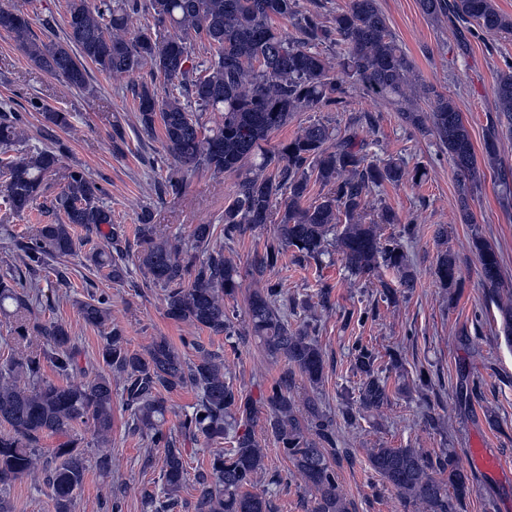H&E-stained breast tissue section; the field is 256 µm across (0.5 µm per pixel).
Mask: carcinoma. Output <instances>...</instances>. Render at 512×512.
I'll use <instances>...</instances> for the list:
<instances>
[{
	"label": "carcinoma",
	"mask_w": 512,
	"mask_h": 512,
	"mask_svg": "<svg viewBox=\"0 0 512 512\" xmlns=\"http://www.w3.org/2000/svg\"><path fill=\"white\" fill-rule=\"evenodd\" d=\"M422 12L441 20L453 16L471 26V35L512 34V18L496 9L493 0H419ZM151 14L155 26L132 31L129 21L140 11ZM296 21L299 37L275 26L277 20ZM67 30L63 39L45 43L32 33L30 19L0 8V28L13 34L35 67L61 79L71 88H87L85 63L111 77L148 70L163 79L164 95L155 84L136 92L137 120L147 135L162 129V148L170 161L167 188L179 192L181 172L204 168L215 174L235 173L236 189L224 206V224H197L193 246L184 248L160 236L153 213L142 212L140 250L136 260L151 284L162 288L167 316L180 323L229 336L233 321L224 298L240 287L238 268L224 259L222 238L261 224H275L262 253L251 261L250 274L262 279L284 254L321 261L336 241L345 267L370 275L384 265L402 273L401 285L414 287L406 254L396 239L381 241L375 223L364 222L372 192L385 183L423 182L427 168H408L399 161L369 160L357 144L354 128L340 136L333 127L313 122L276 149L265 147L271 133L286 126L296 112L347 111L350 82L380 98L401 113L410 127L433 135L456 172L461 210L466 212L477 180L476 154L462 113L448 96L433 86L411 79L412 62L396 43L377 0H346L330 20L300 9L299 0H67ZM207 54L198 61L195 46ZM323 44L342 50L341 73H336ZM430 102L423 112L414 101ZM494 103L499 124L512 134V60L497 70ZM217 114L207 128L203 117ZM60 143L33 145L17 117L0 115V169L7 176L3 202L15 214L29 211L43 195V184L60 161ZM329 187L307 202L311 182ZM103 187L82 169L67 175L62 192L51 201L57 215L39 224L18 245L19 259L31 282L53 260L82 252L87 241L75 235L80 227L91 236L104 225L112 227L103 248L84 253L86 261L107 270L121 282L127 275L130 247L122 228L112 223V210L103 205ZM485 280L493 284L500 273L498 253L476 242ZM434 275L439 283H457L458 267L450 251L439 255ZM279 284L266 282L247 304V335L259 339L266 353L286 368L263 395L267 431L305 483L317 493V512H349L340 494L336 471L324 444L334 442L332 423L318 401H307L306 421L296 415L292 392L296 377L318 386L324 377V355L309 334L293 329L280 305ZM14 306L19 342L0 362V485L29 478L50 489L53 512H74L86 473V450L80 447L78 427L92 429L100 469L116 466L103 448L112 433V379L123 382L126 404L135 429L164 449L162 481L166 500L156 512H173L177 493L186 480L181 449L163 431L165 394L193 386L198 400L180 423L184 434L201 436L210 445V475L198 479L195 512H271L268 499L251 491L263 470L262 445L251 430L239 431L252 420L250 399L224 379V358L193 340L183 345L196 352L187 359L164 336L142 352L128 347L116 324L104 336L99 351L106 373L74 386L42 378L44 363L67 373L78 368L79 351L66 327L53 320L31 321L29 295L18 292L14 277H0V313ZM88 326L107 325L104 298L91 297L79 305ZM378 357L363 351L355 363L363 375L361 404L367 411L388 402L386 381L379 376ZM314 433V437L307 433ZM65 438L41 460V438ZM232 437L233 447H224ZM372 468L401 494L427 512H456L469 487L457 460L433 464L414 448H373ZM448 471L444 481L431 471Z\"/></svg>",
	"instance_id": "obj_1"
}]
</instances>
